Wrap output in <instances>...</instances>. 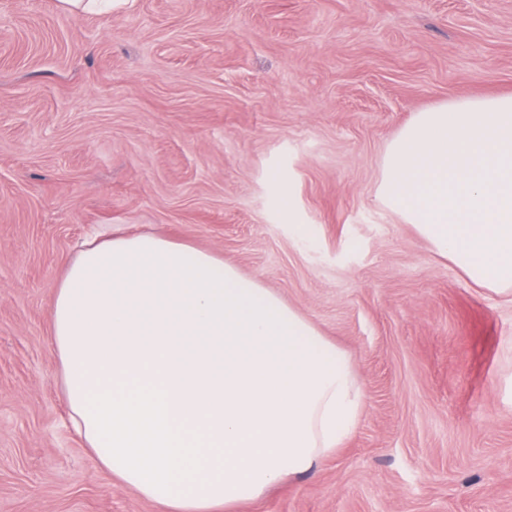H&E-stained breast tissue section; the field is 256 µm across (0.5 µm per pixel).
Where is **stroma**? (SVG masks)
I'll return each mask as SVG.
<instances>
[{
  "label": "stroma",
  "mask_w": 512,
  "mask_h": 512,
  "mask_svg": "<svg viewBox=\"0 0 512 512\" xmlns=\"http://www.w3.org/2000/svg\"><path fill=\"white\" fill-rule=\"evenodd\" d=\"M512 94V0H0V512H155L94 468L50 336L81 241L224 257L351 357L355 431L231 512H512V300L374 191L417 112Z\"/></svg>",
  "instance_id": "stroma-1"
}]
</instances>
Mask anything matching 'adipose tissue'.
<instances>
[{
	"instance_id": "1",
	"label": "adipose tissue",
	"mask_w": 512,
	"mask_h": 512,
	"mask_svg": "<svg viewBox=\"0 0 512 512\" xmlns=\"http://www.w3.org/2000/svg\"><path fill=\"white\" fill-rule=\"evenodd\" d=\"M50 322L93 464L160 512H222L315 471L364 407L347 355L276 293L154 234L87 241Z\"/></svg>"
}]
</instances>
